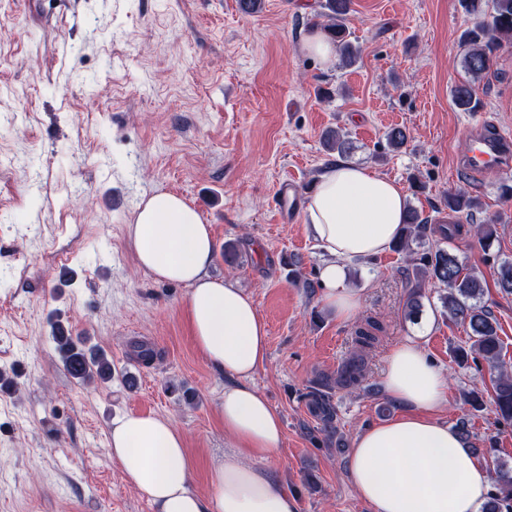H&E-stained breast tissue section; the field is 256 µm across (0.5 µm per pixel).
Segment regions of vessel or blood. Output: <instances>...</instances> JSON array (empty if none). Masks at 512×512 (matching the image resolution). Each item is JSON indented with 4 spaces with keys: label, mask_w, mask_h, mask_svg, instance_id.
Instances as JSON below:
<instances>
[{
    "label": "vessel or blood",
    "mask_w": 512,
    "mask_h": 512,
    "mask_svg": "<svg viewBox=\"0 0 512 512\" xmlns=\"http://www.w3.org/2000/svg\"><path fill=\"white\" fill-rule=\"evenodd\" d=\"M456 168L477 185L495 175L512 171V134L504 132L486 118L476 119L465 130ZM277 200L282 216H295L301 200L296 182H282L277 191Z\"/></svg>",
    "instance_id": "vessel-or-blood-1"
}]
</instances>
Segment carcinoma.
Segmentation results:
<instances>
[{"label": "carcinoma", "mask_w": 512, "mask_h": 512, "mask_svg": "<svg viewBox=\"0 0 512 512\" xmlns=\"http://www.w3.org/2000/svg\"><path fill=\"white\" fill-rule=\"evenodd\" d=\"M465 12L475 17L473 25L461 35L463 67L468 80L452 89V101L463 112H476L481 106L478 95L480 81L491 73L497 53L504 44H512V0H461ZM319 17L321 26L336 43L343 62L355 63L360 48L348 40L346 20L352 11V0H322ZM323 146L328 152L342 155L349 149L348 140L337 130L325 132ZM443 204L458 217L470 218L477 208L475 197L462 189L449 190ZM462 233L460 224H430L414 208L407 211L398 240L393 244L397 252H406L411 257L416 284L410 289L408 316L419 315L421 307L420 283L430 281L446 290L442 297L443 308L448 317L465 327L469 344L454 349L457 364L480 367L487 365L495 373L493 393L489 399L478 390L466 394L465 401L475 411L491 405L499 422L512 426V372L501 360V340L498 324L493 314L482 305L485 280L473 267H467L453 248L445 246ZM478 240L483 251H489L495 241L496 225L487 223L477 227ZM438 236L429 246L418 252L412 245H423V240ZM495 283L500 292L512 295V260L501 261L494 269ZM382 331L379 322L367 319L355 331V351L336 375V385L349 387L360 382L363 376L365 357ZM63 365L68 373L81 383L112 380V361L106 353L95 346L73 339L67 329L59 325L53 336ZM311 397L321 410L325 423L333 420V410L328 396L316 390ZM493 491L483 512H512V467L501 461L494 462Z\"/></svg>", "instance_id": "cac0c4a2"}]
</instances>
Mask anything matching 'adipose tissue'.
I'll return each mask as SVG.
<instances>
[{
	"mask_svg": "<svg viewBox=\"0 0 512 512\" xmlns=\"http://www.w3.org/2000/svg\"><path fill=\"white\" fill-rule=\"evenodd\" d=\"M406 207L400 186L369 167L341 159L318 175L305 222L325 254L321 300L337 320L353 321L361 308L348 285L351 266L390 248ZM128 237L141 268L189 288L195 344L227 378L220 415L228 446L212 461L204 497L190 487L184 438L167 419L130 413L113 421V459L154 512H300L297 496L263 465L284 438L279 413L251 383L267 361V327L250 294L210 276L209 226L182 198L158 192L141 202ZM384 385L408 412L355 436L348 477L360 499L372 512H482L490 475L436 418L448 403L444 373L408 339L389 353Z\"/></svg>",
	"mask_w": 512,
	"mask_h": 512,
	"instance_id": "ef3b65f1",
	"label": "adipose tissue"
}]
</instances>
